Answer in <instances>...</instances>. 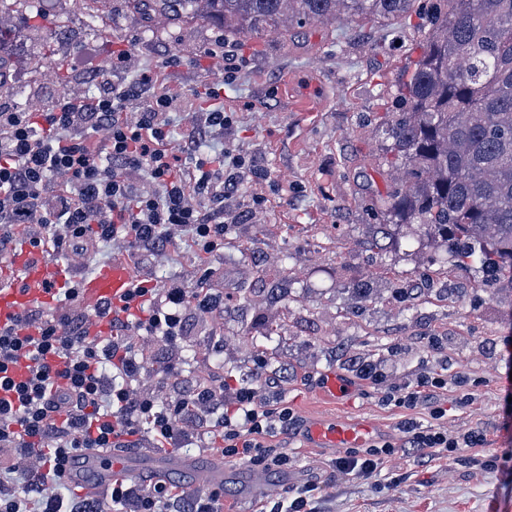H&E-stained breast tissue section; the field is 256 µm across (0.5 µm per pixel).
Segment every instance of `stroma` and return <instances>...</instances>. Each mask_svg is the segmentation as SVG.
Masks as SVG:
<instances>
[{"mask_svg":"<svg viewBox=\"0 0 512 512\" xmlns=\"http://www.w3.org/2000/svg\"><path fill=\"white\" fill-rule=\"evenodd\" d=\"M61 14L68 27L55 50L66 59L67 86L47 70H32L9 80L10 102L39 105L63 90L84 94L117 49L129 51L140 70L175 56L181 63L168 69L169 84L190 96L223 87L225 111L238 116L236 146L270 176L244 184V195H262L264 205L211 259L214 277L202 279L182 237L145 261L159 283L220 288L228 299L216 317L190 315L175 345L144 338L147 372L139 388L186 396L207 374L250 376L261 347L302 426L345 417L369 422L375 436H397L403 413L381 405L374 388L357 386L343 405L319 382L368 359L390 383H413L426 371L448 376L449 430L479 427L487 434L484 447L446 459L397 449L368 478L336 469L342 449L315 447L301 433L283 435L287 467L269 473L257 500L225 479L224 512H277L307 483L322 487L314 512H512V418L504 409L512 389V295L477 287L474 271L438 261L423 234L382 238L375 219L395 171L381 127L398 94L399 71L424 49L418 16L341 18L279 26L257 40L235 36L250 63L228 81L222 59L202 56L217 27L164 18L149 24L127 0H111L103 35L89 29L75 0H55L49 10L29 0L12 28L20 62L42 54L47 28ZM283 265L286 294L254 290L258 275L274 279ZM360 281L375 288L373 300L351 297ZM459 377L465 386H456Z\"/></svg>","mask_w":512,"mask_h":512,"instance_id":"obj_1","label":"stroma"}]
</instances>
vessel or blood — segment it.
<instances>
[{
	"label": "vessel or blood",
	"instance_id": "1",
	"mask_svg": "<svg viewBox=\"0 0 512 512\" xmlns=\"http://www.w3.org/2000/svg\"><path fill=\"white\" fill-rule=\"evenodd\" d=\"M16 264L23 275L22 287L0 283V327L12 325L17 317L36 303H48L52 293L70 286L78 288L83 300L93 307H118L127 298L136 280L126 263L115 262L86 278H75L58 262L31 254L22 245ZM368 426L336 418L309 427L306 437L326 448H362L370 439ZM150 477L166 474L190 476L209 486L224 484V469L219 462L198 466L189 458L171 452L145 454L113 448L90 449L78 453L66 468V478L91 481L94 490H107L121 475Z\"/></svg>",
	"mask_w": 512,
	"mask_h": 512
}]
</instances>
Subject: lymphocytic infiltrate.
<instances>
[{"label":"lymphocytic infiltrate","mask_w":512,"mask_h":512,"mask_svg":"<svg viewBox=\"0 0 512 512\" xmlns=\"http://www.w3.org/2000/svg\"><path fill=\"white\" fill-rule=\"evenodd\" d=\"M162 68L133 72L131 57L112 56L121 75L112 85L81 96L60 95L50 105L0 104V252L15 231L33 246L52 247L67 266H84L87 241L127 246L134 260L161 243L190 240L204 274L223 252L236 224H245L263 200L252 197L235 212L225 201L243 180L267 171L228 138L236 116L218 90L200 106L165 85ZM135 305L89 336L68 315L24 311L14 328L0 329V512H103L97 502L65 499L63 470L77 451L221 441L224 457L263 470L288 464L276 439L298 424L278 378L265 372L264 352L253 356L252 378L232 375L197 382L189 396L160 397L134 383L146 371L140 340L173 345L185 336L188 312L213 315L224 292L189 290L181 283L138 285ZM356 377L379 388L381 401L407 410L400 445L421 457L442 459L486 443L482 429L449 433L448 378L428 372L416 384H384L372 363ZM424 409L426 420L413 410ZM397 444L383 440L337 457L338 470L367 478ZM112 512H221L222 489L188 493L164 479L142 486L124 478L109 490Z\"/></svg>","instance_id":"obj_1"}]
</instances>
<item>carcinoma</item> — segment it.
I'll list each match as a JSON object with an SVG mask.
<instances>
[{"instance_id":"cac0c4a2","label":"carcinoma","mask_w":512,"mask_h":512,"mask_svg":"<svg viewBox=\"0 0 512 512\" xmlns=\"http://www.w3.org/2000/svg\"><path fill=\"white\" fill-rule=\"evenodd\" d=\"M150 19L207 21L249 38L285 23L395 19L418 0H128ZM426 47L399 79L385 135L401 177L383 224L446 244L479 288L512 293V0H433Z\"/></svg>"}]
</instances>
